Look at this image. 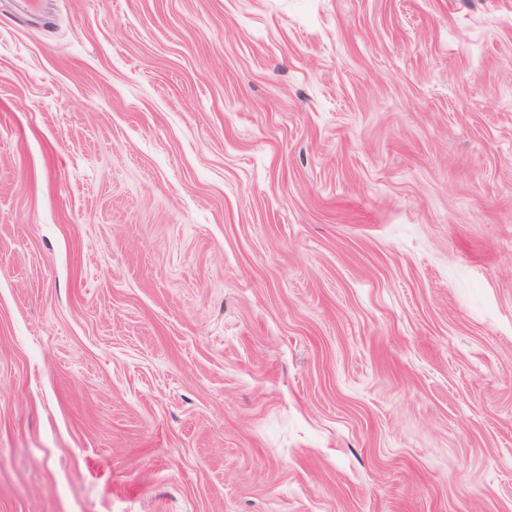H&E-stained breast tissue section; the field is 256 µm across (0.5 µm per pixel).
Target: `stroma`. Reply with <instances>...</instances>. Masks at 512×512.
Here are the masks:
<instances>
[{
  "label": "stroma",
  "instance_id": "obj_1",
  "mask_svg": "<svg viewBox=\"0 0 512 512\" xmlns=\"http://www.w3.org/2000/svg\"><path fill=\"white\" fill-rule=\"evenodd\" d=\"M0 512H512V0H0Z\"/></svg>",
  "mask_w": 512,
  "mask_h": 512
}]
</instances>
